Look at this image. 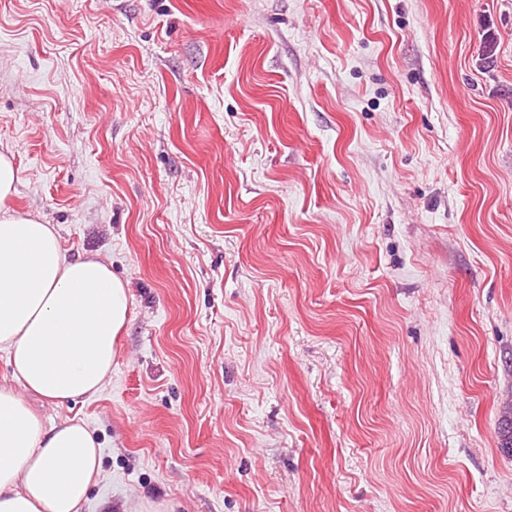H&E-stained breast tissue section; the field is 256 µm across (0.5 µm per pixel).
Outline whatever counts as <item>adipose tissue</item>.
I'll return each mask as SVG.
<instances>
[{"label": "adipose tissue", "instance_id": "adipose-tissue-1", "mask_svg": "<svg viewBox=\"0 0 512 512\" xmlns=\"http://www.w3.org/2000/svg\"><path fill=\"white\" fill-rule=\"evenodd\" d=\"M14 156L0 152V350L25 390L61 404L97 393L130 317L129 289L100 260L67 257L53 225L21 214ZM101 473L83 420L44 428L0 387V512H81Z\"/></svg>", "mask_w": 512, "mask_h": 512}]
</instances>
